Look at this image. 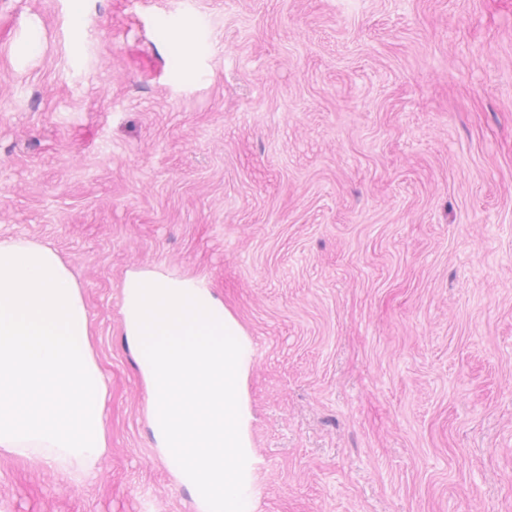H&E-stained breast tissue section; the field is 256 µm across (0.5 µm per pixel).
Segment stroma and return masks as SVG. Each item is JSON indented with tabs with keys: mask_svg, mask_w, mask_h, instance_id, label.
Here are the masks:
<instances>
[{
	"mask_svg": "<svg viewBox=\"0 0 512 512\" xmlns=\"http://www.w3.org/2000/svg\"><path fill=\"white\" fill-rule=\"evenodd\" d=\"M72 5L0 0V238L71 271L105 446L0 448V512H201L134 272L242 328L246 512H512V0Z\"/></svg>",
	"mask_w": 512,
	"mask_h": 512,
	"instance_id": "obj_1",
	"label": "stroma"
}]
</instances>
